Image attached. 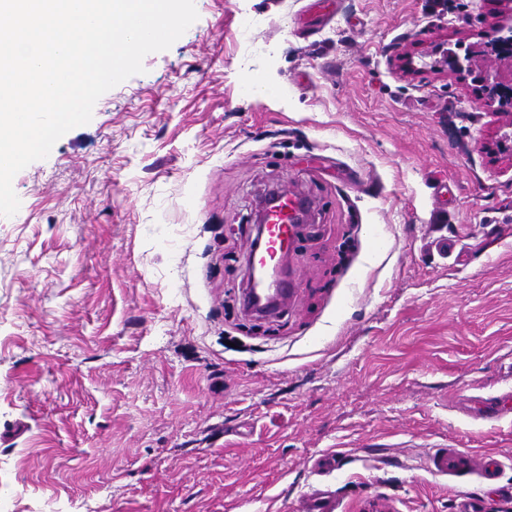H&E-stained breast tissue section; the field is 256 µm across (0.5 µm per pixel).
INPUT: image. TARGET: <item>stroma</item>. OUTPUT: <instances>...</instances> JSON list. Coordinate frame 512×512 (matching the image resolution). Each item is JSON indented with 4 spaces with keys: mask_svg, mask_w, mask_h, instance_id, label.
Instances as JSON below:
<instances>
[{
    "mask_svg": "<svg viewBox=\"0 0 512 512\" xmlns=\"http://www.w3.org/2000/svg\"><path fill=\"white\" fill-rule=\"evenodd\" d=\"M308 2L195 0L15 175L0 512H301L324 486L338 512H512V412L457 404L512 392V115L434 52L496 68L481 48L512 0H331L302 33ZM244 12L273 55L241 40ZM250 74L278 95L245 98ZM288 186L312 202L297 288L257 319L238 304L251 218ZM433 448L499 476H436Z\"/></svg>",
    "mask_w": 512,
    "mask_h": 512,
    "instance_id": "obj_1",
    "label": "stroma"
}]
</instances>
